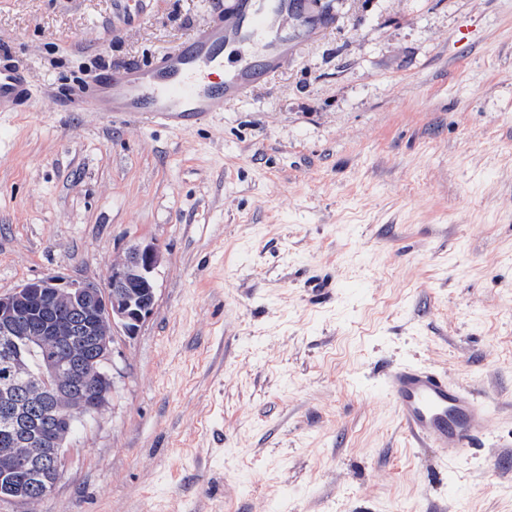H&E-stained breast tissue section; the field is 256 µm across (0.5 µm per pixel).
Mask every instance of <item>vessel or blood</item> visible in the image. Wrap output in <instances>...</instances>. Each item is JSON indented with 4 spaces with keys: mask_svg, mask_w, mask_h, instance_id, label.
<instances>
[{
    "mask_svg": "<svg viewBox=\"0 0 512 512\" xmlns=\"http://www.w3.org/2000/svg\"><path fill=\"white\" fill-rule=\"evenodd\" d=\"M302 0H234L187 46L154 64H131L58 91L64 112L146 113L196 122L246 95L268 66L287 61L299 37L286 29ZM36 94L26 72L0 65V112H28ZM385 387L405 431L422 445L468 452L494 418L485 400L433 369L390 371Z\"/></svg>",
    "mask_w": 512,
    "mask_h": 512,
    "instance_id": "b4317fda",
    "label": "vessel or blood"
}]
</instances>
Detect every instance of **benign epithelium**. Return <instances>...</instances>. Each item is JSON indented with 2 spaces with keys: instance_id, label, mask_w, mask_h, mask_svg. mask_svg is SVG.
Returning a JSON list of instances; mask_svg holds the SVG:
<instances>
[{
  "instance_id": "benign-epithelium-1",
  "label": "benign epithelium",
  "mask_w": 512,
  "mask_h": 512,
  "mask_svg": "<svg viewBox=\"0 0 512 512\" xmlns=\"http://www.w3.org/2000/svg\"><path fill=\"white\" fill-rule=\"evenodd\" d=\"M160 246L135 244L112 262L102 284L46 276L0 296V357L26 379L0 386V415L12 441L31 448L23 467L10 449L0 456V494L21 503L49 495L63 476L68 457L57 430L77 414L95 415L115 389L116 335L134 336L156 304L155 271ZM82 311L77 341L60 304Z\"/></svg>"
}]
</instances>
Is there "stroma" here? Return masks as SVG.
Masks as SVG:
<instances>
[{
    "label": "stroma",
    "mask_w": 512,
    "mask_h": 512,
    "mask_svg": "<svg viewBox=\"0 0 512 512\" xmlns=\"http://www.w3.org/2000/svg\"><path fill=\"white\" fill-rule=\"evenodd\" d=\"M231 2L0 0L36 91L0 112V294L162 251L111 404L0 512H512V0H308L326 26L200 123L58 110ZM407 365L494 407L480 447L403 430Z\"/></svg>",
    "instance_id": "35a3bbf8"
}]
</instances>
